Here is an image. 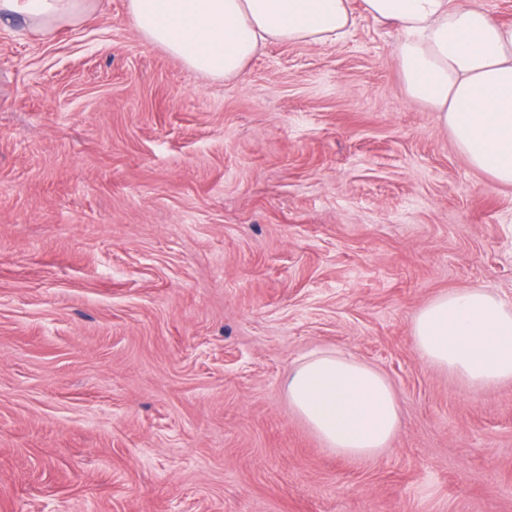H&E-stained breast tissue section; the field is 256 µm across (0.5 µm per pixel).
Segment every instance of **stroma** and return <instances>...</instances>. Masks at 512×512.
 <instances>
[{"label": "stroma", "mask_w": 512, "mask_h": 512, "mask_svg": "<svg viewBox=\"0 0 512 512\" xmlns=\"http://www.w3.org/2000/svg\"><path fill=\"white\" fill-rule=\"evenodd\" d=\"M126 4L0 27V512H512V382L411 333L444 292L512 301V186L407 97L397 28L212 80ZM331 352L395 391L377 456L288 407Z\"/></svg>", "instance_id": "obj_1"}]
</instances>
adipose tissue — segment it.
<instances>
[{"label":"adipose tissue","mask_w":512,"mask_h":512,"mask_svg":"<svg viewBox=\"0 0 512 512\" xmlns=\"http://www.w3.org/2000/svg\"><path fill=\"white\" fill-rule=\"evenodd\" d=\"M90 0H0V23L42 32L72 23ZM363 13L395 26L394 51L411 99L448 129L471 167L512 185V26L474 0H361ZM137 34L195 73L239 74L270 43H335L353 29L350 0H128ZM421 359L482 389L512 380V303L481 288L449 291L416 315ZM288 402L325 446L349 458L389 447L400 405L371 366L326 353L298 365Z\"/></svg>","instance_id":"1"}]
</instances>
